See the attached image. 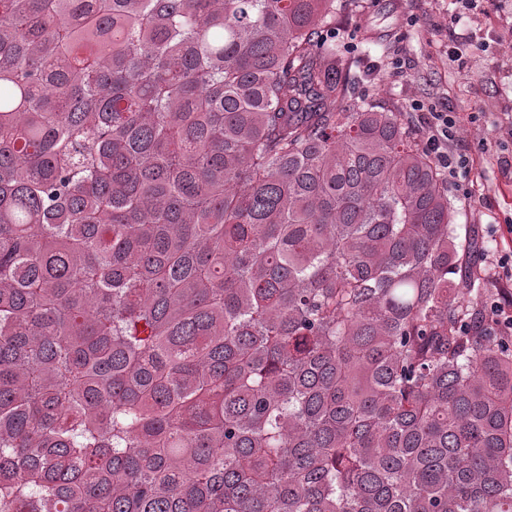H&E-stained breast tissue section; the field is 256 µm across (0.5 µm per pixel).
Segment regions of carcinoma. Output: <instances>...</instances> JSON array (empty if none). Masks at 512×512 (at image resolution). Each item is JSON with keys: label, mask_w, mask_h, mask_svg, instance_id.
<instances>
[{"label": "carcinoma", "mask_w": 512, "mask_h": 512, "mask_svg": "<svg viewBox=\"0 0 512 512\" xmlns=\"http://www.w3.org/2000/svg\"><path fill=\"white\" fill-rule=\"evenodd\" d=\"M357 0H0V512H512V335Z\"/></svg>", "instance_id": "1"}]
</instances>
